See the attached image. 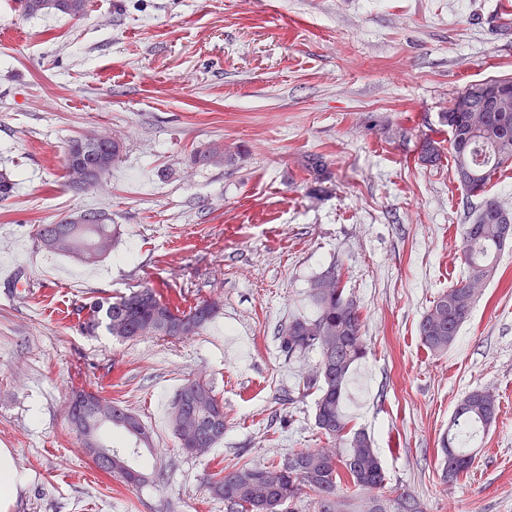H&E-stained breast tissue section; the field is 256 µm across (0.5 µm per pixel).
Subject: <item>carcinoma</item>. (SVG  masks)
<instances>
[{
    "label": "carcinoma",
    "instance_id": "cac0c4a2",
    "mask_svg": "<svg viewBox=\"0 0 512 512\" xmlns=\"http://www.w3.org/2000/svg\"><path fill=\"white\" fill-rule=\"evenodd\" d=\"M481 112H444L441 126L448 128V153L458 181L470 195L485 191L487 184L512 169V112H501L486 99L476 98L473 105ZM101 148H90L79 139L69 141L65 163L80 159L89 166L98 163ZM441 141L424 139L419 159L436 165L442 160ZM195 164L219 165L228 160L224 146L211 144L191 156ZM506 220L496 197L484 195L477 210L461 225L464 263L468 269L465 281L453 285L433 301L419 325V336L425 348L433 353L448 349L462 325L467 321L476 300L477 285L493 276L497 259L511 240L504 237ZM40 241L52 239L48 251L67 255L85 264H95L112 248L114 230L110 224H86L77 233L72 226L58 221L37 225ZM310 297L316 308L311 317L299 316L288 323L279 337L280 349L288 357H299L317 351L319 364L327 370L321 380L307 378L304 387L317 389L316 425L329 440L348 444L344 453L321 448L302 449L274 466L243 464L225 471L220 468L211 478L212 493L230 506L231 512H280L287 501L308 489L317 496V512H345L344 494L353 491L369 493L364 512H423L416 497L408 492L384 495L385 472L372 448L371 439L354 431L343 412V395L351 366L361 359L365 346L361 336L362 313L356 302L345 295L340 274L332 268L311 282ZM215 301H201L181 310L160 300L153 289L143 287L120 296L93 300L78 307L85 312L81 328L94 335L103 328L119 339L138 336H169L168 321H185L189 332L197 334L218 313ZM186 397L195 413L203 419H224V403L209 382L194 378L179 389L175 399ZM112 410V426L125 430L122 422L136 415L120 404L105 401ZM498 405L493 395L483 390L469 392L457 405L443 440L442 479L458 481L472 468L475 455L465 450L462 433L486 430L496 419ZM95 467L135 487L129 480L127 459L112 460V467L93 461Z\"/></svg>",
    "mask_w": 512,
    "mask_h": 512
}]
</instances>
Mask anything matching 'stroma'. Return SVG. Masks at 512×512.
Returning a JSON list of instances; mask_svg holds the SVG:
<instances>
[{
  "mask_svg": "<svg viewBox=\"0 0 512 512\" xmlns=\"http://www.w3.org/2000/svg\"><path fill=\"white\" fill-rule=\"evenodd\" d=\"M512 74L504 0H88L76 20L23 15L0 0V448L31 481L16 512H227L219 468L326 448L318 352L289 359L278 336L314 313L313 279L334 268L361 307L367 348L344 403L372 441L386 492L423 512H512V247L448 350L418 325L466 268L460 228L478 198L419 144L465 87ZM107 132L121 163L73 191L70 140ZM211 143L222 165H195ZM330 177L314 182L305 156ZM85 211L112 218V251L82 265L47 252L36 228ZM187 309L222 308L199 334L120 341L80 331L77 308L141 287ZM205 377L224 403V437L184 453L168 424L178 390ZM75 389L137 414L152 449L130 456L132 489L98 471L65 414ZM476 389L496 420L457 483L441 478L442 439Z\"/></svg>",
  "mask_w": 512,
  "mask_h": 512,
  "instance_id": "35a3bbf8",
  "label": "stroma"
}]
</instances>
